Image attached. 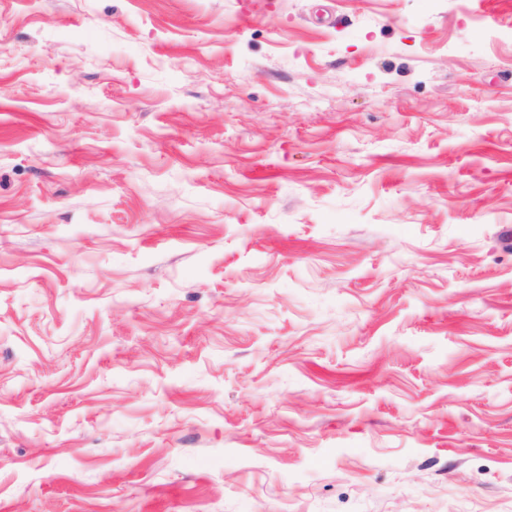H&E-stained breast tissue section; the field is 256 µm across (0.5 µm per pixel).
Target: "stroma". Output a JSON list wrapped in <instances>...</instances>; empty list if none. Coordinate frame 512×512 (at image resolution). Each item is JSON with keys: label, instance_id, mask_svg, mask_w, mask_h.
Listing matches in <instances>:
<instances>
[{"label": "stroma", "instance_id": "stroma-1", "mask_svg": "<svg viewBox=\"0 0 512 512\" xmlns=\"http://www.w3.org/2000/svg\"><path fill=\"white\" fill-rule=\"evenodd\" d=\"M0 512H512V0H0Z\"/></svg>", "mask_w": 512, "mask_h": 512}]
</instances>
